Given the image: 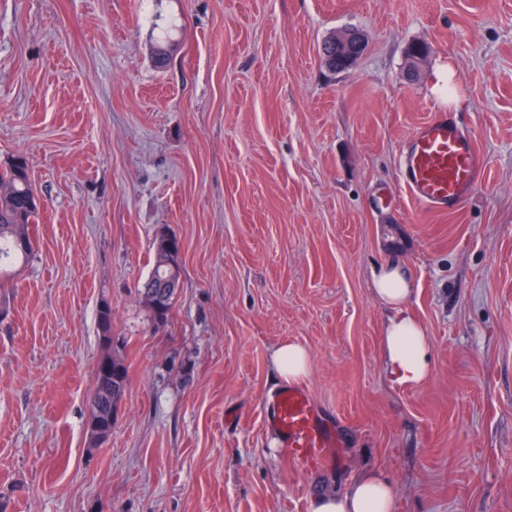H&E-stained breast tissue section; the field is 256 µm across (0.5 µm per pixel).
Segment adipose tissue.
<instances>
[{
  "mask_svg": "<svg viewBox=\"0 0 512 512\" xmlns=\"http://www.w3.org/2000/svg\"><path fill=\"white\" fill-rule=\"evenodd\" d=\"M373 291L391 310L382 336V361L386 378L396 389L422 387L432 371L431 344L424 329L409 311L415 291L411 274L398 261L379 268L373 276ZM273 367L284 382H296L310 371V356L295 343L279 345L272 354ZM395 494L384 480L368 474L345 492L319 498L313 512H394Z\"/></svg>",
  "mask_w": 512,
  "mask_h": 512,
  "instance_id": "1",
  "label": "adipose tissue"
}]
</instances>
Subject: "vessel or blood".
Segmentation results:
<instances>
[{"label": "vessel or blood", "instance_id": "1", "mask_svg": "<svg viewBox=\"0 0 512 512\" xmlns=\"http://www.w3.org/2000/svg\"><path fill=\"white\" fill-rule=\"evenodd\" d=\"M484 155L473 138L447 117L438 116L419 126L410 137L401 160V177L410 196L436 211H452L481 181ZM264 428L282 445L314 456L334 447L336 434L326 426L307 390L287 385L272 398Z\"/></svg>", "mask_w": 512, "mask_h": 512}]
</instances>
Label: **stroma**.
<instances>
[{
    "instance_id": "35a3bbf8",
    "label": "stroma",
    "mask_w": 512,
    "mask_h": 512,
    "mask_svg": "<svg viewBox=\"0 0 512 512\" xmlns=\"http://www.w3.org/2000/svg\"><path fill=\"white\" fill-rule=\"evenodd\" d=\"M345 29L367 47L334 74ZM439 115L487 160L452 213L399 174ZM20 154L39 218L0 279L7 512H312L367 472L395 512H512V0H0V170ZM162 232L182 276L159 326L139 290ZM393 259L431 340L416 390L381 360ZM105 302L129 385L92 450ZM285 342L336 431L321 460L263 429ZM364 51V41L355 31H347L325 40L321 47L320 52L323 54L325 64L329 69L337 72V67L341 64L330 59H340L343 66L349 70L359 59ZM104 397L94 391L92 398H91V404H90V414H89V421H88V446L89 448H97L99 444L104 441L108 436H106L103 433V428L100 425L99 418L97 416V413L100 410V404Z\"/></svg>"
}]
</instances>
